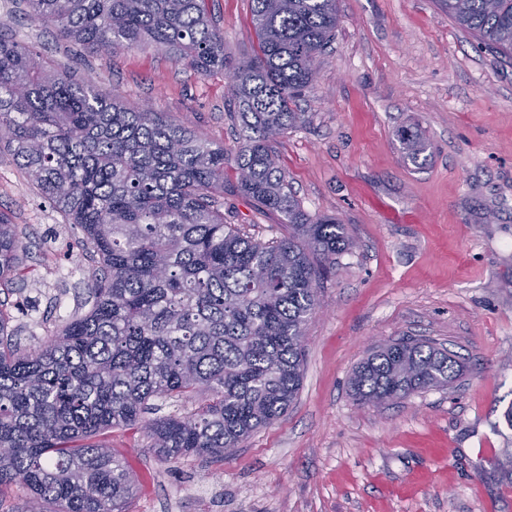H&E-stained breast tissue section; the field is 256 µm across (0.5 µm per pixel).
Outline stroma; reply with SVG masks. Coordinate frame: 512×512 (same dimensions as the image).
Masks as SVG:
<instances>
[{
  "instance_id": "stroma-1",
  "label": "stroma",
  "mask_w": 512,
  "mask_h": 512,
  "mask_svg": "<svg viewBox=\"0 0 512 512\" xmlns=\"http://www.w3.org/2000/svg\"><path fill=\"white\" fill-rule=\"evenodd\" d=\"M339 24L305 122L273 148L311 218L345 224L353 247L321 277L297 398L224 460L160 461L135 428L109 436L137 479L128 512H512V56L481 46L439 0H336ZM235 61L255 43L251 0H208ZM0 32L131 108L147 107L240 148L229 72L197 74L155 49L69 44L0 0ZM428 144L408 163L399 128ZM224 171V219L262 240L287 236ZM0 212L26 246L0 307L21 347L86 313L97 256L0 143ZM427 339L463 370L452 387L384 407L349 379L376 346Z\"/></svg>"
}]
</instances>
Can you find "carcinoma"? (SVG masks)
I'll return each instance as SVG.
<instances>
[{
	"label": "carcinoma",
	"instance_id": "carcinoma-1",
	"mask_svg": "<svg viewBox=\"0 0 512 512\" xmlns=\"http://www.w3.org/2000/svg\"><path fill=\"white\" fill-rule=\"evenodd\" d=\"M257 46L231 76L242 146L238 187L279 214L288 236L261 241L224 223V148L133 110L0 35V128L15 161L101 264L91 308L34 350L12 342L0 310V488L30 492L28 512H127L135 479L97 437L138 426L163 462L227 458L287 412L303 380V338L320 272L353 245L334 218L312 219L278 167L272 142L304 120L339 24L336 0H252ZM462 28L512 55V0H441ZM35 19L89 49L155 47L201 75L222 71L224 37L206 0H25ZM397 137L419 164L414 132ZM24 250L0 214V279ZM448 350L398 340L354 370L357 400L376 405L447 386ZM204 395L183 417L148 419L157 397Z\"/></svg>",
	"mask_w": 512,
	"mask_h": 512
}]
</instances>
